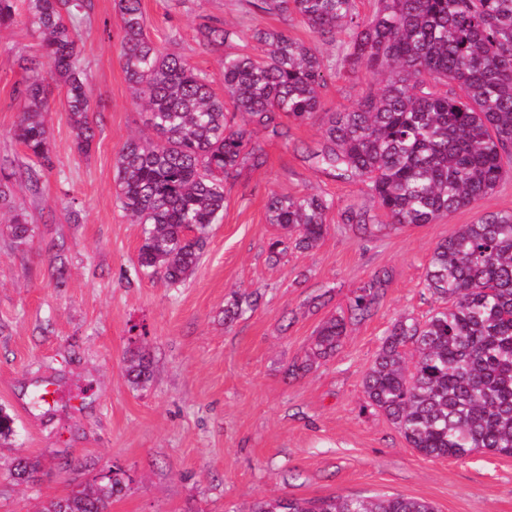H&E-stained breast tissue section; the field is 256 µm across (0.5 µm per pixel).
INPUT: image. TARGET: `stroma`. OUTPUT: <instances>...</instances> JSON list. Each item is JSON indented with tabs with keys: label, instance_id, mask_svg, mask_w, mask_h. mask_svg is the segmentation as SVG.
Instances as JSON below:
<instances>
[{
	"label": "stroma",
	"instance_id": "35a3bbf8",
	"mask_svg": "<svg viewBox=\"0 0 512 512\" xmlns=\"http://www.w3.org/2000/svg\"><path fill=\"white\" fill-rule=\"evenodd\" d=\"M149 37L212 75L223 93V53L200 47L196 28L209 17L241 30L244 48L257 29L285 30L333 60L321 89L323 112L288 122L274 139L252 129L266 157L226 185L224 218L208 230L205 254L184 285L137 278L141 225L116 200L113 160L148 129L123 69L113 0H94L82 29L83 67L100 128L89 154L77 152L60 90L47 116L52 167L40 194L25 186L15 203L33 227L19 248L0 235V411L13 434L0 440V512H41L45 503L96 481L104 469L128 476L110 512H250L259 499L401 495L437 512H512V457L476 453L427 459L410 448L387 416L363 409L362 383L386 330L402 317L426 318L441 301L424 286L435 244L487 212L512 211V176L477 208L435 224L359 238L340 220L370 200L360 182L338 180L310 155L326 112L352 108L379 80L353 81L338 44L317 42L299 18L248 8L245 0H142ZM32 42L23 23L0 28V159L27 162L12 137L21 62ZM332 198L329 229L311 250L277 264L268 245L280 230L267 221L271 194ZM388 272L372 315L349 327L336 354L291 378L324 320L347 310L357 288ZM252 294L233 324L224 306ZM153 361V380L133 387L129 350ZM55 390L37 404L41 388ZM39 468L12 480L16 457Z\"/></svg>",
	"mask_w": 512,
	"mask_h": 512
}]
</instances>
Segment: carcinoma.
I'll return each instance as SVG.
<instances>
[{
  "mask_svg": "<svg viewBox=\"0 0 512 512\" xmlns=\"http://www.w3.org/2000/svg\"><path fill=\"white\" fill-rule=\"evenodd\" d=\"M121 22L123 68L135 104L155 138L128 139L114 162L117 201L143 226L138 274L183 284L199 265L207 228L224 213V185L248 164L264 163L241 113L274 137H286V115L306 121L325 112L320 88L330 61L284 30H256L257 54H224V96L212 76L147 36L141 0H115ZM266 13H289L319 39L344 33L342 61L354 78L382 75L376 92L343 112H326L314 164L342 181L366 184L374 207L389 220L376 223L364 207L340 219L363 235L436 224L448 213L473 208L512 172V0H375L360 16L356 0H248ZM93 0H0V27L17 17L36 38L15 94L22 102L13 138L38 164L17 168L0 159V204L12 189L36 193L51 168L49 111L55 84L64 94L81 154L91 151L89 75L81 64V34ZM198 44L230 47L240 33L210 19L196 28ZM335 201L320 195H272L267 221L283 230L268 245L277 264L294 248L315 247L327 232ZM7 229L24 246L32 225L14 210ZM375 273L349 302V317L320 327L307 359L288 367L296 377L336 353L351 321L372 314L388 284ZM425 288L446 302L424 320L404 317L388 329L363 379V403L383 411L399 433L428 459L475 453L512 456V211L481 214L432 252ZM253 306L243 293L224 305L232 323ZM125 372L136 388L152 381L149 357L132 350ZM127 476L94 483L48 501L43 512H108ZM252 512H435L400 495L326 496L259 501Z\"/></svg>",
  "mask_w": 512,
  "mask_h": 512,
  "instance_id": "obj_1",
  "label": "carcinoma"
}]
</instances>
